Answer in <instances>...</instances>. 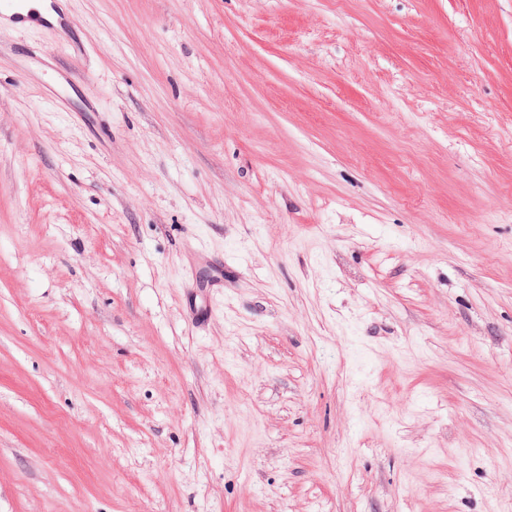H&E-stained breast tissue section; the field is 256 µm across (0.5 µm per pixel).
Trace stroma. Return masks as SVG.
Wrapping results in <instances>:
<instances>
[{"mask_svg":"<svg viewBox=\"0 0 512 512\" xmlns=\"http://www.w3.org/2000/svg\"><path fill=\"white\" fill-rule=\"evenodd\" d=\"M0 30V512H512V0H64Z\"/></svg>","mask_w":512,"mask_h":512,"instance_id":"stroma-1","label":"stroma"}]
</instances>
